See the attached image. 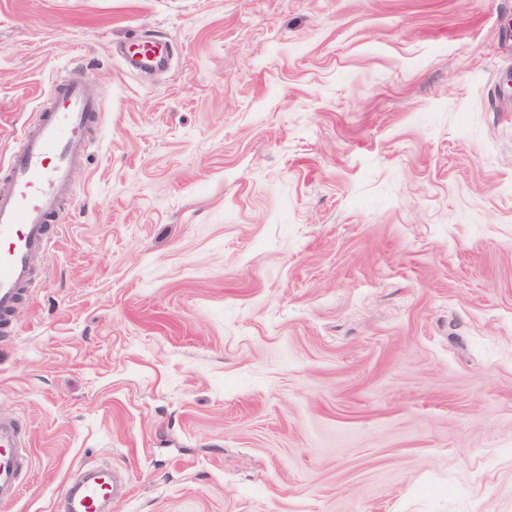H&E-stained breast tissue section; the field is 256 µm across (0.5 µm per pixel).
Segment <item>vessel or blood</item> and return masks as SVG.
Wrapping results in <instances>:
<instances>
[{
    "instance_id": "obj_1",
    "label": "vessel or blood",
    "mask_w": 512,
    "mask_h": 512,
    "mask_svg": "<svg viewBox=\"0 0 512 512\" xmlns=\"http://www.w3.org/2000/svg\"><path fill=\"white\" fill-rule=\"evenodd\" d=\"M162 51L153 42L139 44L132 64L149 69ZM102 114L84 70L55 82L37 120L23 130L18 149L0 175V331H7L34 275L35 259L53 244L51 222L72 193L71 173L85 158ZM17 420L0 416V499L17 492L28 461ZM109 467H81L73 479L68 512H105L113 496Z\"/></svg>"
}]
</instances>
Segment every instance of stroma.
<instances>
[{"mask_svg": "<svg viewBox=\"0 0 512 512\" xmlns=\"http://www.w3.org/2000/svg\"><path fill=\"white\" fill-rule=\"evenodd\" d=\"M512 0H0V168L102 132L0 334V512H512ZM171 68L134 74L144 36ZM23 448L29 447L19 422L0 415V499L14 496L19 488L28 461ZM111 468L83 466L73 478L67 500L69 512H106L104 505L112 499Z\"/></svg>", "mask_w": 512, "mask_h": 512, "instance_id": "obj_1", "label": "stroma"}]
</instances>
